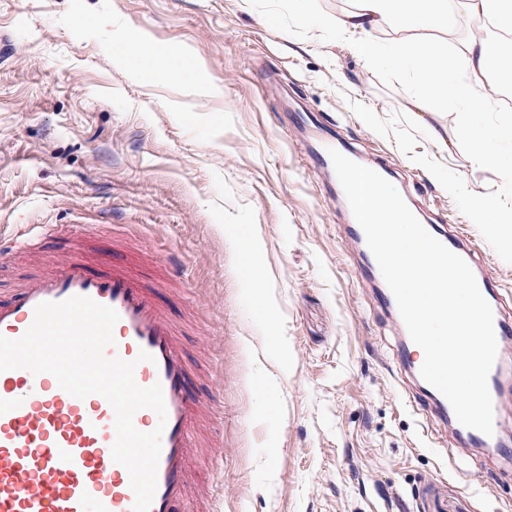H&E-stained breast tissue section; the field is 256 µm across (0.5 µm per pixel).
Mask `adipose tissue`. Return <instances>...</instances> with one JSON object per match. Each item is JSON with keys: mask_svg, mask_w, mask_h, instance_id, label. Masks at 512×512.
Returning a JSON list of instances; mask_svg holds the SVG:
<instances>
[{"mask_svg": "<svg viewBox=\"0 0 512 512\" xmlns=\"http://www.w3.org/2000/svg\"><path fill=\"white\" fill-rule=\"evenodd\" d=\"M452 8L475 26L492 24L498 39L474 36L451 50L439 46L428 33L447 27ZM321 22L350 41L367 67L414 73L424 97L449 109L488 106L501 66L512 64V0H354L353 9ZM388 28L398 37L385 45L378 34Z\"/></svg>", "mask_w": 512, "mask_h": 512, "instance_id": "ef3b65f1", "label": "adipose tissue"}]
</instances>
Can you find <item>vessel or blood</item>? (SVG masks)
I'll list each match as a JSON object with an SVG mask.
<instances>
[{
	"instance_id": "vessel-or-blood-1",
	"label": "vessel or blood",
	"mask_w": 512,
	"mask_h": 512,
	"mask_svg": "<svg viewBox=\"0 0 512 512\" xmlns=\"http://www.w3.org/2000/svg\"><path fill=\"white\" fill-rule=\"evenodd\" d=\"M45 240L65 246V257L53 271L18 285L11 300H0V335L21 337L43 302L79 295L113 308L119 315L116 343L106 356L136 360L139 351L148 352L149 360H136L135 380L143 387L161 385L166 405L150 512H186L196 432L209 405L191 391L196 375L182 353L179 328L157 300L167 267L117 246L102 257L89 232L65 224L38 225L15 240L10 252L29 254ZM476 280L493 310L497 344L506 348L512 318L500 306L495 280L483 271ZM417 350L410 336H400L399 359L415 375L422 366ZM488 387L494 411H501L512 399V368L504 356H497ZM430 396L437 423L453 426L464 446H495L512 461V447L503 444L501 431L488 436L467 428L439 391ZM115 437V413L103 396L74 397L48 373L0 372V512H132L129 475L111 455Z\"/></svg>"
}]
</instances>
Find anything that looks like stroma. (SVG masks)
Here are the masks:
<instances>
[{"label": "stroma", "mask_w": 512, "mask_h": 512, "mask_svg": "<svg viewBox=\"0 0 512 512\" xmlns=\"http://www.w3.org/2000/svg\"><path fill=\"white\" fill-rule=\"evenodd\" d=\"M351 6L0 0V239L79 218L170 265L161 300L213 402L191 464L212 512H512V470L424 435L398 319L303 121L393 170L421 223L469 233L512 308V184L474 164L465 135L512 125V109L417 105L412 73L366 68L322 27ZM133 30L145 56L188 57L191 74L117 57Z\"/></svg>", "instance_id": "stroma-1"}]
</instances>
